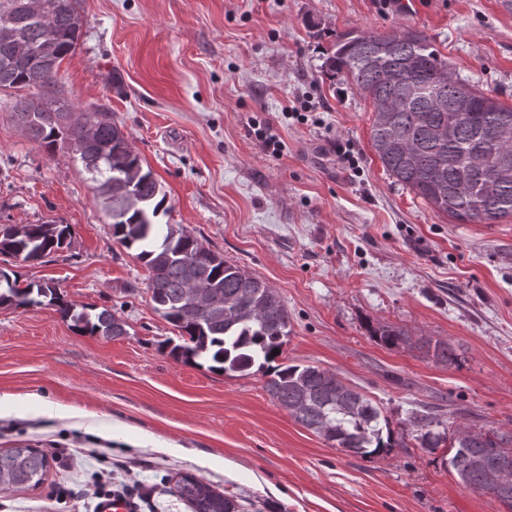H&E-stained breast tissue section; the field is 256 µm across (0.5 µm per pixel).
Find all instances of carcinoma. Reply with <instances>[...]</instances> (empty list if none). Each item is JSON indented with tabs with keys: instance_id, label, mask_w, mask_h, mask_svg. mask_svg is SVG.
<instances>
[{
	"instance_id": "obj_1",
	"label": "carcinoma",
	"mask_w": 512,
	"mask_h": 512,
	"mask_svg": "<svg viewBox=\"0 0 512 512\" xmlns=\"http://www.w3.org/2000/svg\"><path fill=\"white\" fill-rule=\"evenodd\" d=\"M17 0H0V52L6 33L18 31L35 46L12 66L0 68V92L15 95L11 120L49 155L67 150L77 156L111 219L112 236L148 271L154 309L183 342L166 341L180 361L221 373H250L258 367L272 402L332 448L371 457L404 445L381 407L359 387L314 365L276 363L292 333L288 309L276 288L213 251L181 224H160L169 211L167 196L151 169L143 166L112 113L92 109L93 131L69 122L71 105L59 97V71L82 36L80 0H46L48 21L30 19ZM371 101V146L395 183L460 224H496L512 218V171L491 175L503 156L512 159V106L502 104L451 73L448 58L423 31L411 26L346 32L321 65ZM67 224L0 226V255L40 261L70 246ZM208 287L219 304L207 313L189 309L187 281ZM56 307L75 329L116 338L125 323L110 310L78 311L49 283L29 282L0 268V305ZM387 347L408 342L391 327L372 331ZM426 353L451 365L448 343L422 342ZM413 440L429 452L446 447L444 466L463 487L489 494L512 512V491L494 493L488 473L512 459V431L465 427L448 436L447 422L425 411L409 416ZM47 455L38 448L0 452V488H31L47 473ZM173 494L191 512H239L241 504L189 473L179 475Z\"/></svg>"
}]
</instances>
